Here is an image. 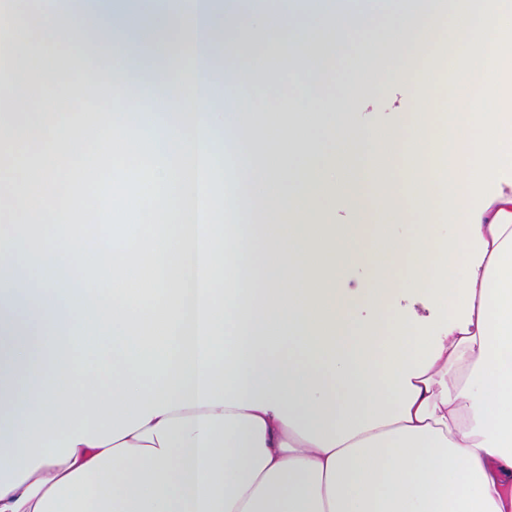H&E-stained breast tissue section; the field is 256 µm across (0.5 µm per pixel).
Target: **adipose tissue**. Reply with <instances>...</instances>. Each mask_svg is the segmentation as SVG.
Wrapping results in <instances>:
<instances>
[{
  "mask_svg": "<svg viewBox=\"0 0 512 512\" xmlns=\"http://www.w3.org/2000/svg\"><path fill=\"white\" fill-rule=\"evenodd\" d=\"M228 2L220 27L205 9L181 16L175 41L156 21L155 40L177 42L185 66L122 74L159 91L158 111L137 115L145 136L125 139L99 108L103 151L171 158L152 181L183 220L173 233L145 210L135 240L109 251L83 224L58 223L30 189L57 183L54 170L14 149L35 138L39 157L71 151L70 127L39 123L41 84L0 80L15 102L0 124V177L14 185L0 198L13 216L0 224V512H512V0H390L275 23ZM74 5L73 24L46 20L36 39L14 18L0 26L30 59L117 31L125 56H143L140 27ZM278 29L282 49L257 53L253 35ZM451 30L452 84L474 65L485 74L465 104L432 99L420 66L422 34ZM376 54L380 78L355 80ZM218 55L243 91L231 116L212 104ZM276 57L292 81L258 91ZM394 85L413 106L411 141L337 121V100L367 105ZM284 98L296 110L261 151L255 116ZM458 108L481 139L448 144L445 239L421 203L430 170L411 155L435 148L430 113ZM230 125L234 225L210 191L212 135ZM276 202L283 223H262ZM340 202L352 223H337ZM405 209L414 235L383 238L379 225ZM159 265L162 301L136 302L127 269ZM275 268L289 278H270ZM90 269L109 275L107 299L86 288Z\"/></svg>",
  "mask_w": 512,
  "mask_h": 512,
  "instance_id": "1",
  "label": "adipose tissue"
}]
</instances>
